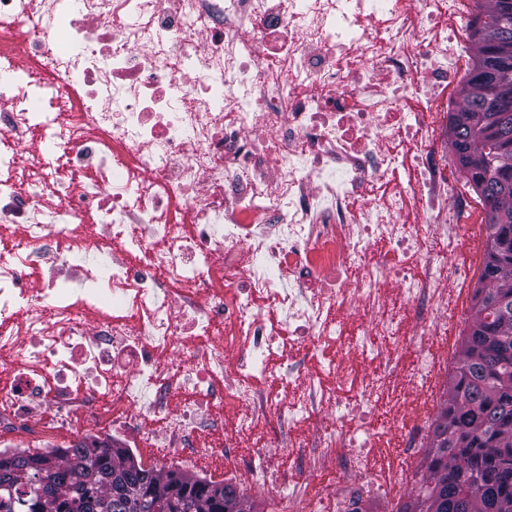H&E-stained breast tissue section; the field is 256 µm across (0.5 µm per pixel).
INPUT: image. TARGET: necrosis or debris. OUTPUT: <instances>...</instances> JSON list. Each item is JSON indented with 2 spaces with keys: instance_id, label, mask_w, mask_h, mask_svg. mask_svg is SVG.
Instances as JSON below:
<instances>
[{
  "instance_id": "necrosis-or-debris-1",
  "label": "necrosis or debris",
  "mask_w": 512,
  "mask_h": 512,
  "mask_svg": "<svg viewBox=\"0 0 512 512\" xmlns=\"http://www.w3.org/2000/svg\"><path fill=\"white\" fill-rule=\"evenodd\" d=\"M471 6L0 0V240L22 244L0 263V445L96 436L103 402L127 430L163 418L193 476L224 457L231 393L309 472L338 460V512L401 497L406 468L372 464L377 409L410 449L435 412L400 361L448 333L458 273L431 236L473 238L434 96L467 79ZM258 485L281 512L322 498L269 466Z\"/></svg>"
}]
</instances>
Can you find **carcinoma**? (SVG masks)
I'll return each mask as SVG.
<instances>
[{
    "label": "carcinoma",
    "mask_w": 512,
    "mask_h": 512,
    "mask_svg": "<svg viewBox=\"0 0 512 512\" xmlns=\"http://www.w3.org/2000/svg\"><path fill=\"white\" fill-rule=\"evenodd\" d=\"M471 20L472 63L448 136L458 171L484 208L487 244L472 296V321L435 419L426 472L397 512H512V317L495 301L512 299V120L486 109L503 53L512 60V0H479ZM41 456L0 458V512H240L216 483L176 470L143 468L126 448L79 443Z\"/></svg>",
    "instance_id": "1"
}]
</instances>
